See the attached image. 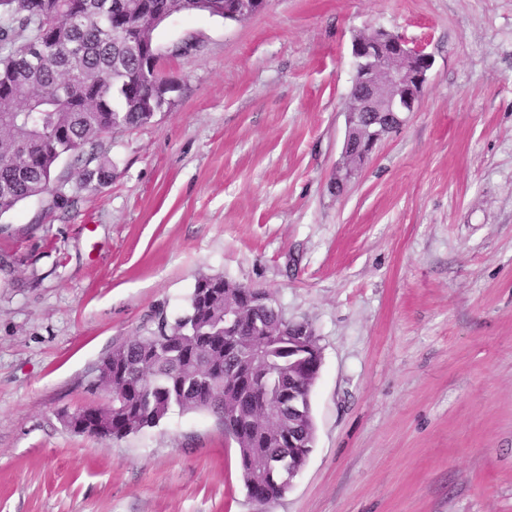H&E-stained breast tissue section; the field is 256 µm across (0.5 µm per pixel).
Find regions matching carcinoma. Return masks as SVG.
I'll use <instances>...</instances> for the list:
<instances>
[{"mask_svg": "<svg viewBox=\"0 0 512 512\" xmlns=\"http://www.w3.org/2000/svg\"><path fill=\"white\" fill-rule=\"evenodd\" d=\"M54 0H0V216L23 202L49 196L51 209L74 199L55 185L54 171L73 159L78 181L112 180V161L102 153L104 136L149 123L150 104L164 77L151 73L150 56L134 50L129 35L108 33L112 19L133 26L141 0H72L71 11L49 10ZM162 12L189 11L191 0H148ZM248 286L222 275H200L184 314L164 313L155 328L116 344L100 362L101 388L127 392V406H96L112 412V439L160 425L170 412H208L236 444L249 500L275 503L285 493L279 466L288 460V417L234 391L243 373L278 399L268 371L287 367L283 314L256 310Z\"/></svg>", "mask_w": 512, "mask_h": 512, "instance_id": "carcinoma-1", "label": "carcinoma"}]
</instances>
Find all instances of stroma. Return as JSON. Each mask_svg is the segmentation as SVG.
Returning a JSON list of instances; mask_svg holds the SVG:
<instances>
[{
  "label": "stroma",
  "instance_id": "stroma-1",
  "mask_svg": "<svg viewBox=\"0 0 512 512\" xmlns=\"http://www.w3.org/2000/svg\"><path fill=\"white\" fill-rule=\"evenodd\" d=\"M435 59L419 109L336 188L357 32ZM172 102L107 136L112 181L0 217V512H255L234 442L173 411L70 431L94 369L199 275L268 290L323 364L272 512H512V0H270L155 32Z\"/></svg>",
  "mask_w": 512,
  "mask_h": 512
}]
</instances>
